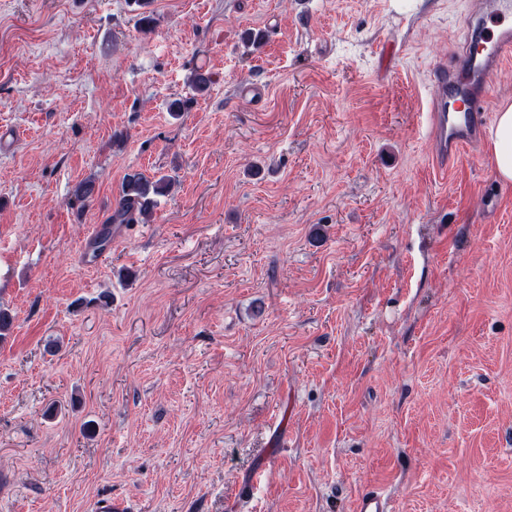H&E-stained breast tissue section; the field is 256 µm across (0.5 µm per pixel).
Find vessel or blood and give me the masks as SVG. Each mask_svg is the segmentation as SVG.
Listing matches in <instances>:
<instances>
[{"instance_id": "vessel-or-blood-1", "label": "vessel or blood", "mask_w": 512, "mask_h": 512, "mask_svg": "<svg viewBox=\"0 0 512 512\" xmlns=\"http://www.w3.org/2000/svg\"><path fill=\"white\" fill-rule=\"evenodd\" d=\"M510 63L512 0H479L467 18L462 52L433 73L430 149L439 175H447L483 139L490 81ZM352 512H394V506L388 496L370 489L357 497Z\"/></svg>"}]
</instances>
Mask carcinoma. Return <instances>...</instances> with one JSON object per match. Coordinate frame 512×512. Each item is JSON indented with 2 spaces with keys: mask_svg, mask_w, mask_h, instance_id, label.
I'll use <instances>...</instances> for the list:
<instances>
[{
  "mask_svg": "<svg viewBox=\"0 0 512 512\" xmlns=\"http://www.w3.org/2000/svg\"><path fill=\"white\" fill-rule=\"evenodd\" d=\"M193 89L202 94L209 90L211 76L208 72L196 68L189 76ZM171 180L161 177L152 179L142 172L132 171L123 177L119 197L109 217L111 224H140L147 222L154 197L168 192Z\"/></svg>",
  "mask_w": 512,
  "mask_h": 512,
  "instance_id": "obj_1",
  "label": "carcinoma"
}]
</instances>
